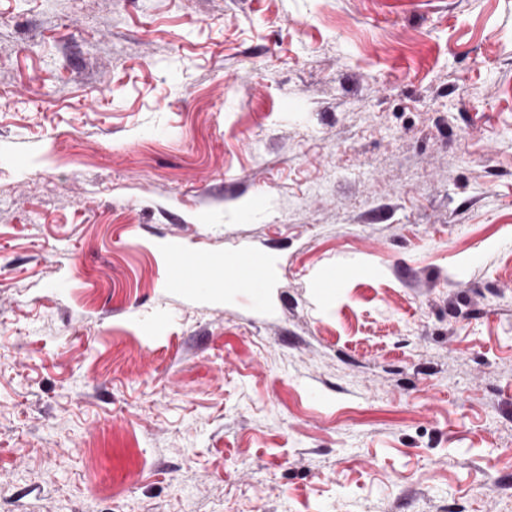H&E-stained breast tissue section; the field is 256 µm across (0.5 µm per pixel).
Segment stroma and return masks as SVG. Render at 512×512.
<instances>
[{"mask_svg":"<svg viewBox=\"0 0 512 512\" xmlns=\"http://www.w3.org/2000/svg\"><path fill=\"white\" fill-rule=\"evenodd\" d=\"M0 512H512V0H0ZM225 282L235 288H259L252 259L244 256L237 268L230 275L225 276ZM206 266L201 260L188 258L176 269L174 281L184 288H198L207 280Z\"/></svg>","mask_w":512,"mask_h":512,"instance_id":"obj_1","label":"stroma"}]
</instances>
